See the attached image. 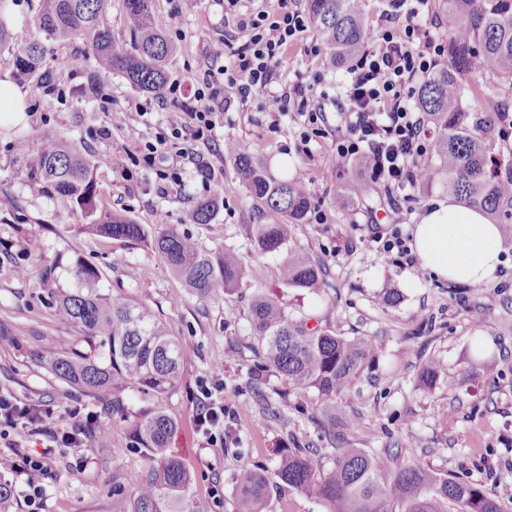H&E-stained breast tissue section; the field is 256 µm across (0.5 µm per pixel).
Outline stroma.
I'll use <instances>...</instances> for the list:
<instances>
[{
  "label": "stroma",
  "instance_id": "1",
  "mask_svg": "<svg viewBox=\"0 0 512 512\" xmlns=\"http://www.w3.org/2000/svg\"><path fill=\"white\" fill-rule=\"evenodd\" d=\"M40 0H0V21L14 46L39 40L47 45V63L56 73L48 89L18 84L11 56L0 52V83L18 89L23 114L0 118V196L10 198L0 210V390L29 405L69 404L79 396L48 372L31 365L29 353L51 340L71 342L75 333L60 321L52 295L77 286L76 264L97 269L100 293L123 294L150 307L174 335L193 345L182 380L165 401L182 422L172 451L192 475L190 494L197 512H235L241 474L258 467L275 471L282 447L330 448L321 432L322 404L316 390L296 391L278 374L263 368L254 350L249 308L262 291L276 293L289 316L308 327L331 329L340 336H370L373 356L353 384L336 399V414H357L358 426L346 432L353 447L378 453L397 446L407 460L421 461L442 474L478 482L486 488L512 484V229L503 228L505 252L494 279L481 284L453 283L386 254L375 234L399 233L411 239L416 224L447 191H399L365 182L349 210H337L336 187L357 175L354 162L331 152L341 125L336 105L349 79L347 69L330 65L314 29H307L277 67L270 90H303L310 105L324 108V137L305 140L297 112H268L259 93L242 96L234 84L217 81L222 103L208 141L178 140L168 153L145 161L146 143L170 136L184 119L185 96L205 71L232 67L247 40L226 12L225 0H199L186 14L182 31L170 39L178 51L167 63V83L178 94L155 95L132 87L121 75L102 77L99 97L82 98L79 90L95 69L80 42L60 48L37 25ZM226 41L221 60L206 53L208 43ZM68 140L96 162L95 178L105 207L143 224L150 235L174 229L208 250L239 253L243 278L229 293L198 298L176 280L150 246L103 239L91 234L86 219L71 202L41 194L17 177L44 137ZM233 138L260 155L271 177L293 178L304 170L311 214L296 225L295 243L316 259L323 276L315 287L288 288L278 280L281 257L261 253L251 234L263 211L234 176L224 154ZM131 161L129 173L110 160ZM218 198L212 223L188 224L185 212L196 203ZM138 269L130 279V269ZM26 277H19V270ZM50 281H43L44 270ZM402 296L388 306V292ZM431 332L419 334L424 322ZM479 336L493 346L482 351ZM440 367L432 385L419 382L426 360ZM224 375V393L236 397L239 416L235 447H205L193 423L198 379ZM282 395L280 419L264 416L255 390ZM108 434L80 448L58 449L46 481V512H112V484L125 489L138 483L145 461L130 446L126 422L109 418ZM82 462L78 473L71 463ZM224 485L216 500L209 490Z\"/></svg>",
  "mask_w": 512,
  "mask_h": 512
}]
</instances>
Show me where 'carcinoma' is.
Instances as JSON below:
<instances>
[{
    "label": "carcinoma",
    "mask_w": 512,
    "mask_h": 512,
    "mask_svg": "<svg viewBox=\"0 0 512 512\" xmlns=\"http://www.w3.org/2000/svg\"><path fill=\"white\" fill-rule=\"evenodd\" d=\"M153 0H124L125 24L134 36L132 50L119 47L102 20L105 0H43L38 27L49 39L67 45L86 42L97 71L81 88L87 99L98 97L97 78L119 73L135 88L159 93L166 83L167 59L176 51L158 26ZM448 21L445 64L417 90L416 105L434 126L435 164L426 167L432 179L419 188L440 185L457 203L487 214L495 224H512V163L501 168L493 156L490 137L506 113L466 103L467 80L486 78L485 96L512 92V0H438ZM310 23L333 64H348L364 50L370 29L362 0H307ZM47 48L33 41L12 52L17 80L46 87L52 78ZM227 155L234 160L238 180L262 206L266 221L255 225L254 239L263 253H279V279L289 288H310L320 279L319 263L295 246L292 226L310 208V193L296 180L272 179L263 161L240 143ZM95 164L61 138L46 137L32 165L18 173L48 196L76 204L91 218L87 228L96 234L127 242H143L163 256L171 272L199 298L222 288L236 287L244 275L243 258L233 252H207L189 237L168 230L151 237L129 216L99 207ZM363 192L361 183L342 182L336 208L344 210ZM216 200L198 203L187 215L193 224H209ZM76 279L85 284L55 299L56 316L81 332L87 349L46 346L34 362L59 381L77 390L99 408V414H129L128 392L146 405L130 421L134 447L144 453L146 466L130 492L122 496L120 512H188L191 476L171 452L178 420L163 407L181 381L186 343L169 334L148 306L122 295L107 296L92 287L94 268L79 263ZM249 319L264 350L265 366L283 376L298 391L315 389L324 403L323 433L336 438V426L352 429L351 414L336 421V397L349 388L375 343L369 336L347 338L330 330L306 329L288 317L276 298L254 299ZM383 453L392 463L385 468L363 448H337L332 468L320 471L321 449H283L274 476L247 470L237 489V512H264L271 478L323 501L329 512H502L499 495L485 486L427 464L407 461L399 448Z\"/></svg>",
    "instance_id": "carcinoma-1"
}]
</instances>
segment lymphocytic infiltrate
<instances>
[{"mask_svg":"<svg viewBox=\"0 0 512 512\" xmlns=\"http://www.w3.org/2000/svg\"><path fill=\"white\" fill-rule=\"evenodd\" d=\"M241 2L227 0L238 27L248 36L237 54L234 78L243 95L263 93L267 111H286L287 99L268 93L267 88L288 48L306 31L308 19L293 8V0H277L269 11L242 12L238 9ZM427 5L428 0H389V26L381 35V48L364 52L351 68L352 78L341 103L345 129L334 147L337 158L362 162L369 180H381L400 190L417 183L424 170L420 159L429 149L425 120L406 104L404 90L414 79L429 75L445 54L443 45L421 38ZM215 81L214 73L203 75L190 99L188 124L173 128L170 137L147 144L149 157L163 152L172 138L187 134L195 140L210 139L217 117L216 97L211 91ZM53 414L52 407L22 404L0 392V440L6 446L0 452V472L23 475L28 512H44L45 479L56 447L80 446L91 439L88 432L62 427L54 435L53 447L39 453L20 452L18 438L30 426L49 421ZM236 416L231 400L218 397L216 387L209 382L199 383L194 423L207 447L231 444Z\"/></svg>","mask_w":512,"mask_h":512,"instance_id":"1","label":"lymphocytic infiltrate"}]
</instances>
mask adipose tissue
<instances>
[{
  "label": "adipose tissue",
  "mask_w": 512,
  "mask_h": 512,
  "mask_svg": "<svg viewBox=\"0 0 512 512\" xmlns=\"http://www.w3.org/2000/svg\"><path fill=\"white\" fill-rule=\"evenodd\" d=\"M413 246L424 270L465 284L493 279L504 240L498 225L480 211L449 200L436 201L417 224Z\"/></svg>",
  "instance_id": "obj_1"
}]
</instances>
